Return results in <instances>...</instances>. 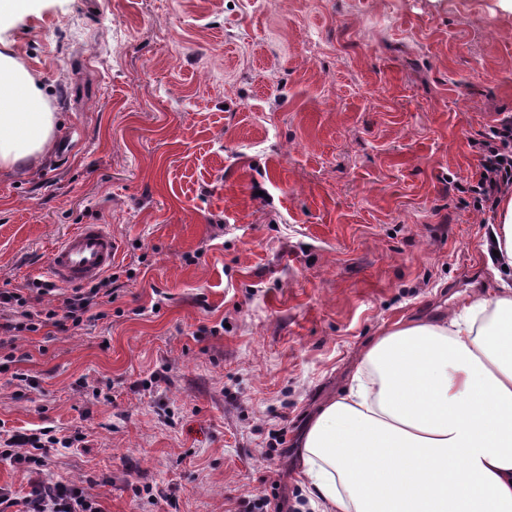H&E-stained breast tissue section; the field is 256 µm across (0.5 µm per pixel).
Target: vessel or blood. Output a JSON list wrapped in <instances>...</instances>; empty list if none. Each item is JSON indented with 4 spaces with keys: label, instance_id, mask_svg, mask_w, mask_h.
<instances>
[{
    "label": "vessel or blood",
    "instance_id": "b4317fda",
    "mask_svg": "<svg viewBox=\"0 0 512 512\" xmlns=\"http://www.w3.org/2000/svg\"><path fill=\"white\" fill-rule=\"evenodd\" d=\"M116 253V241L106 225L82 224L51 251L48 271L59 283L85 284L110 269Z\"/></svg>",
    "mask_w": 512,
    "mask_h": 512
}]
</instances>
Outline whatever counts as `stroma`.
<instances>
[{"instance_id": "35a3bbf8", "label": "stroma", "mask_w": 512, "mask_h": 512, "mask_svg": "<svg viewBox=\"0 0 512 512\" xmlns=\"http://www.w3.org/2000/svg\"><path fill=\"white\" fill-rule=\"evenodd\" d=\"M0 52L58 125L0 170V291L48 283L76 225L119 244L91 321L0 331V444L55 438L0 457L6 512L38 481L99 512L295 501L301 434L376 334L493 285L457 186L512 113L502 0H35Z\"/></svg>"}]
</instances>
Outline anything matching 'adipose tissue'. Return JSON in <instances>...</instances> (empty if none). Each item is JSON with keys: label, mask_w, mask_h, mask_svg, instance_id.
<instances>
[{"label": "adipose tissue", "mask_w": 512, "mask_h": 512, "mask_svg": "<svg viewBox=\"0 0 512 512\" xmlns=\"http://www.w3.org/2000/svg\"><path fill=\"white\" fill-rule=\"evenodd\" d=\"M54 142L41 81L0 53V169ZM492 234L495 287L382 329L314 416L299 457L312 512H512L511 196Z\"/></svg>", "instance_id": "1"}]
</instances>
